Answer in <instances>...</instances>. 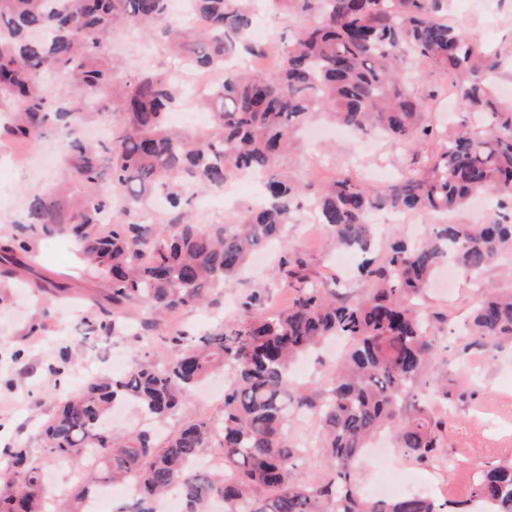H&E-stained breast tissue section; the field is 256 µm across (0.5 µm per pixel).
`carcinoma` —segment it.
<instances>
[{
  "instance_id": "carcinoma-1",
  "label": "carcinoma",
  "mask_w": 512,
  "mask_h": 512,
  "mask_svg": "<svg viewBox=\"0 0 512 512\" xmlns=\"http://www.w3.org/2000/svg\"><path fill=\"white\" fill-rule=\"evenodd\" d=\"M169 0H0V103L16 105L6 132L36 143L51 126L67 140L73 177L83 195L34 194L13 230L0 238L3 275L26 265L30 238L65 234L86 260L87 278L107 287V304L81 321L72 344L122 335L119 318L143 309L141 335L182 311L215 305L251 254L295 223L308 185L280 173L298 150L301 130L324 116L359 134H381L410 155L400 176L372 185L347 173L316 194L319 223L331 249L378 248L372 211L446 213L477 195L497 198L499 212L471 233L466 224H431L422 240L390 242L366 259L368 289L348 296L321 285L297 251L278 274L293 290L282 309L254 291L232 320L217 323L177 354L136 360L128 372L94 378L63 397L43 431L48 456L83 468L95 449L97 465L68 493L56 495L42 462L16 448L0 466V512H85L102 488L135 478L138 497L116 512H155L154 501L179 491L186 512H447L427 495L376 498L356 487L358 462L374 437L389 433L399 452L430 466L443 458L456 401L440 378L428 382L433 404L412 389L438 350L439 324L422 293L447 260L478 285L464 323V350L490 351L512 342V103L497 93L501 52L480 43L448 18V0H266L268 14L293 27L278 42L283 59L271 73L228 63L260 50L251 34L256 0H192L207 24L168 23L173 53L196 69L224 71L201 104L210 129L191 135L167 122L180 83L145 71L120 80L103 58L106 36L128 24L145 39L168 14ZM65 81L53 97L42 77ZM448 81L458 112L440 126L411 80ZM112 115L110 137L87 143L75 119L89 104ZM232 172L258 175L265 201L243 209L231 224H196L185 207L201 187L219 188ZM165 197L169 217L144 219L148 203ZM498 272L505 285L481 288ZM341 336L348 349L326 372L321 395L291 379L292 364ZM224 371V411L164 437L150 430L120 432L112 405L131 401L162 422L178 414L193 388ZM315 415L330 478L305 483L298 466L305 449L288 441L294 411ZM224 448V471L191 467L205 449ZM470 500L488 512H512V460L478 473Z\"/></svg>"
}]
</instances>
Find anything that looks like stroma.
I'll return each mask as SVG.
<instances>
[{
  "label": "stroma",
  "mask_w": 512,
  "mask_h": 512,
  "mask_svg": "<svg viewBox=\"0 0 512 512\" xmlns=\"http://www.w3.org/2000/svg\"><path fill=\"white\" fill-rule=\"evenodd\" d=\"M449 17L464 23L478 35L482 43L497 47L502 53L512 52V0H452ZM109 61L120 78L141 71L171 73L180 61L161 39L143 41L135 31L118 29L108 39ZM58 136L45 132L38 144L0 136V229L6 228L24 209L28 198L60 184H69L72 193L81 187L73 182L65 152L59 149ZM321 156L327 164L320 176L330 181L348 169L362 175L381 171L383 179L398 176L404 157L384 139L366 136L357 140L350 133L327 139ZM324 231L319 224H292L282 241L276 244L266 261L248 267L245 274L225 288L223 299L228 307L224 319L237 314L240 298L253 289H265L271 306L287 305L291 291L274 276V267L282 252L295 248L303 252L312 272L328 288L359 294L366 285L358 267L359 255H351L348 263H340L324 244ZM32 271L18 270L8 287L0 288V445L28 448L32 456L41 458L45 479L50 488L61 487L69 480L70 465L46 457L40 432L63 394L78 390L88 379L89 368L103 361V345L94 340L75 349L62 377L50 374L59 351L69 344L77 332L84 310L103 301L106 288L85 280L79 270L71 243L63 237H35L31 246ZM55 281L68 280V296L51 303L38 302L32 288L34 274ZM474 288L458 289L447 294L441 288H429L422 304L430 312L450 316L452 328L440 333V349L427 377H441L449 393L459 402L449 423V448L445 460L451 464L468 461L476 468L489 462L488 446L494 440L512 436V421L495 420V409L512 404V345L493 355L473 350L463 352V323L474 298ZM35 323L46 324L43 332H31ZM214 323L209 312L187 311L167 319L162 329L144 340L126 336L115 340L113 354L137 357L147 350L150 357L162 358L174 353L172 336L187 333L201 335ZM288 437L311 446L312 451L298 468L300 479L317 482L326 475L325 462L313 446L318 439V422L292 424Z\"/></svg>",
  "instance_id": "obj_1"
}]
</instances>
